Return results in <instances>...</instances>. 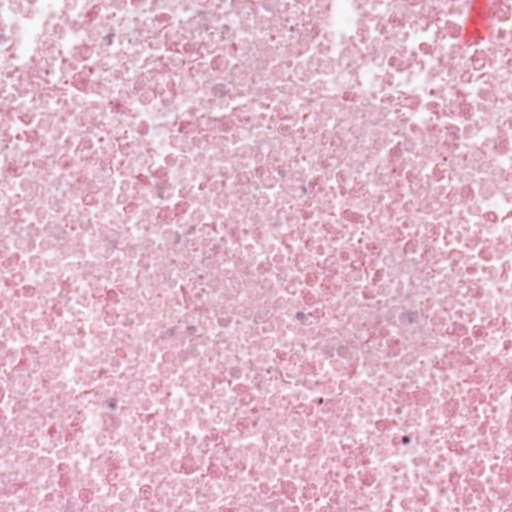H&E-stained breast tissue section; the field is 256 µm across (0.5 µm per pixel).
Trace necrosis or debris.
<instances>
[{
  "instance_id": "necrosis-or-debris-1",
  "label": "necrosis or debris",
  "mask_w": 512,
  "mask_h": 512,
  "mask_svg": "<svg viewBox=\"0 0 512 512\" xmlns=\"http://www.w3.org/2000/svg\"><path fill=\"white\" fill-rule=\"evenodd\" d=\"M0 0V512H512V0ZM490 30V17L484 0H474L472 13L463 21L461 34L464 39L482 36Z\"/></svg>"
}]
</instances>
